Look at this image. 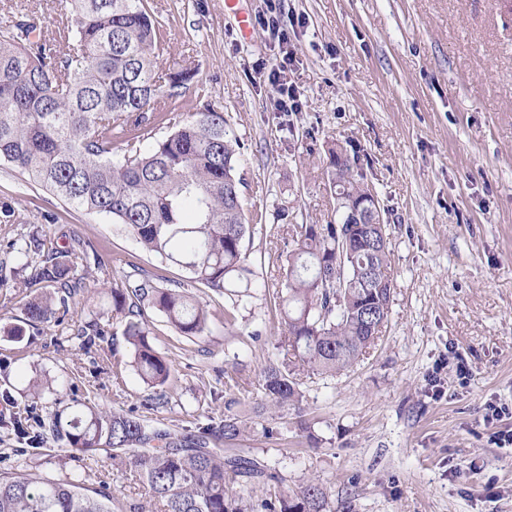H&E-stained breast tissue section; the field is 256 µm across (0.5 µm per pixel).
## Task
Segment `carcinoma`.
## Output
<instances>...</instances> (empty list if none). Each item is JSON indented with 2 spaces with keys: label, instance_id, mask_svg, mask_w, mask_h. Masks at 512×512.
Returning <instances> with one entry per match:
<instances>
[{
  "label": "carcinoma",
  "instance_id": "cac0c4a2",
  "mask_svg": "<svg viewBox=\"0 0 512 512\" xmlns=\"http://www.w3.org/2000/svg\"><path fill=\"white\" fill-rule=\"evenodd\" d=\"M53 13L58 37L52 39L31 38L42 28L34 12L0 19V163L74 209L126 226L145 251L180 266L186 282L239 306L249 297L238 287L249 272L243 241L250 224L240 143L224 111L200 93L202 104L190 119L145 145L140 130L173 112L196 76L188 67L158 64L161 31L149 0H56ZM330 183L345 193L333 219L290 227L293 248L279 295L283 331L275 360L259 379L265 401L282 413L300 409V372L335 376L352 369L375 344L369 323L389 319V239L350 215L368 185L349 158ZM61 238L62 246L32 234L20 248L26 277L18 287L36 291L21 298L24 323L32 328L62 322L91 273L103 276L100 286L108 284L102 256L73 229ZM338 251L345 252L340 281L333 264ZM111 296L134 366L152 389L142 406L152 410L162 399L155 388L168 381L171 367L149 341L146 310L194 338L206 335L210 313L185 282L142 277L111 288ZM371 298L377 308L368 316L364 304ZM73 335L89 350L103 330L90 320ZM80 406L50 413L38 444L63 442L77 462L112 460L142 482L154 512H329L322 484L288 492L266 458L210 447L245 432L246 422L234 413L175 435L141 415ZM228 480L261 485L265 494L242 506L228 495ZM112 505L107 486L90 494L78 476L0 473V512H114Z\"/></svg>",
  "mask_w": 512,
  "mask_h": 512
}]
</instances>
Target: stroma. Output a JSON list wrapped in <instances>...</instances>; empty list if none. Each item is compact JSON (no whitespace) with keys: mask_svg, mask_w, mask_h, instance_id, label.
<instances>
[{"mask_svg":"<svg viewBox=\"0 0 512 512\" xmlns=\"http://www.w3.org/2000/svg\"><path fill=\"white\" fill-rule=\"evenodd\" d=\"M162 65L196 69L243 146L245 239L252 296L239 307L198 284L210 331L179 335L147 311L154 348L172 362L166 402L144 410L147 387L132 364L109 289L86 288L62 325L7 330L21 319L17 289L0 288V414L35 404L91 400L144 415L178 434L232 411L260 420L238 447L267 457L293 490L319 480L337 512H512V446L492 432L512 428V0H281L287 37L264 27L268 0H151ZM249 18L242 37L237 14ZM296 98L280 111L269 73ZM359 158L390 234L391 314L378 345L352 371L303 375L311 447L295 425L262 427L258 376L281 334L278 292L293 224L334 215L328 147ZM22 218L0 227V263H21L9 243L28 232L54 239L72 228L108 262V277L133 270L182 278L120 226L92 220L0 163V207ZM286 210L287 219L276 217ZM98 319L99 351L72 329ZM46 386L33 400L34 384ZM81 471L107 481L121 503L144 490L111 460L77 467L61 446L31 447L0 423V471L62 478Z\"/></svg>","mask_w":512,"mask_h":512,"instance_id":"stroma-1","label":"stroma"}]
</instances>
